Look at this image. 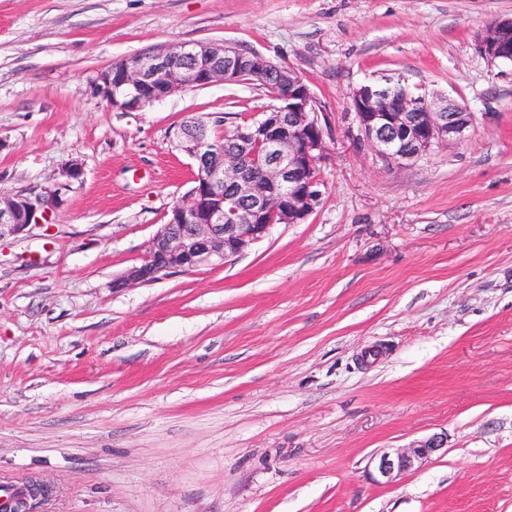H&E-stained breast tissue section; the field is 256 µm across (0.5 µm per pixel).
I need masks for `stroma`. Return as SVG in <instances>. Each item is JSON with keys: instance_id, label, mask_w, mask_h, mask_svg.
<instances>
[{"instance_id": "35a3bbf8", "label": "stroma", "mask_w": 512, "mask_h": 512, "mask_svg": "<svg viewBox=\"0 0 512 512\" xmlns=\"http://www.w3.org/2000/svg\"><path fill=\"white\" fill-rule=\"evenodd\" d=\"M512 0H0V196L80 160L55 223L0 239V485L28 512H512ZM295 70L326 192L226 260L112 281L190 189L172 133L261 111L254 84L122 112L91 80L178 42ZM401 75L476 115L407 165L353 88ZM444 446L391 481L380 455ZM479 52L492 63L512 61V17L488 22L478 41Z\"/></svg>"}]
</instances>
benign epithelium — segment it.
Wrapping results in <instances>:
<instances>
[{
	"label": "benign epithelium",
	"mask_w": 512,
	"mask_h": 512,
	"mask_svg": "<svg viewBox=\"0 0 512 512\" xmlns=\"http://www.w3.org/2000/svg\"><path fill=\"white\" fill-rule=\"evenodd\" d=\"M489 61H512V17L488 22L478 41ZM279 71L287 92L245 128H232L235 154L206 135V126L181 125L177 148L195 163L192 186L149 239L141 261L113 287L144 285L174 272L190 271L215 258L225 260L262 239L276 224H302L319 206L325 184L318 165L325 156L320 108L310 87L292 69L255 50L229 42L172 44L115 64L92 80L94 96L125 112L139 111L175 92ZM408 80L385 78L360 84L352 106L361 139L389 164H408L434 149L465 139L475 113L447 97L421 89L409 95ZM81 161L65 164L62 180L35 194L0 197V239L32 225L54 223L71 183L83 177ZM443 440L431 437L376 464L382 480L394 478L430 458Z\"/></svg>",
	"instance_id": "1"
}]
</instances>
